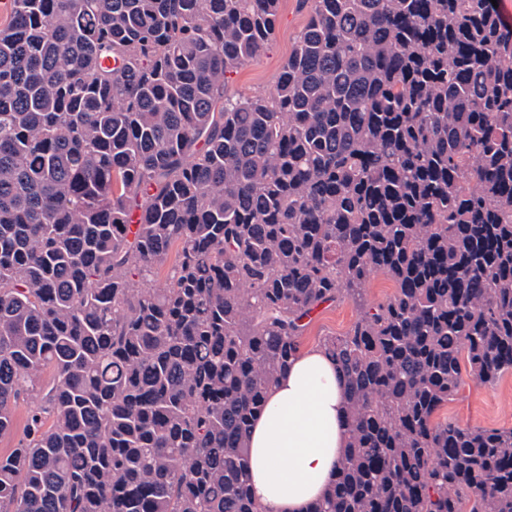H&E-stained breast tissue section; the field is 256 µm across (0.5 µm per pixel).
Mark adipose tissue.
Returning <instances> with one entry per match:
<instances>
[{
	"instance_id": "obj_1",
	"label": "adipose tissue",
	"mask_w": 512,
	"mask_h": 512,
	"mask_svg": "<svg viewBox=\"0 0 512 512\" xmlns=\"http://www.w3.org/2000/svg\"><path fill=\"white\" fill-rule=\"evenodd\" d=\"M347 440L342 378L323 350L305 351L250 429L248 480L263 512H307L324 497Z\"/></svg>"
}]
</instances>
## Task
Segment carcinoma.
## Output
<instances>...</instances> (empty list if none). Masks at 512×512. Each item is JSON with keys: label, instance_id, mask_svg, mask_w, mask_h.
Listing matches in <instances>:
<instances>
[{"label": "carcinoma", "instance_id": "carcinoma-1", "mask_svg": "<svg viewBox=\"0 0 512 512\" xmlns=\"http://www.w3.org/2000/svg\"><path fill=\"white\" fill-rule=\"evenodd\" d=\"M0 25V512H262L247 438L313 313L348 446L309 512H512V27L490 0H12ZM167 268L166 288L153 283ZM394 288L367 298L372 278ZM307 16V9L299 0H282L268 49L250 63L228 74L226 90L233 94L252 96L272 89L282 64L305 26ZM357 311L352 302L345 301L318 312L313 316V323L304 337V350L318 344L319 339L326 335L344 333L356 319ZM441 416L464 427L512 428V373L491 387L478 384L464 373L459 392ZM31 405L32 402L30 399L24 398L19 401L15 411V426L13 432L0 437V456L7 455L11 448H15V445L21 437L25 417Z\"/></svg>", "mask_w": 512, "mask_h": 512}]
</instances>
